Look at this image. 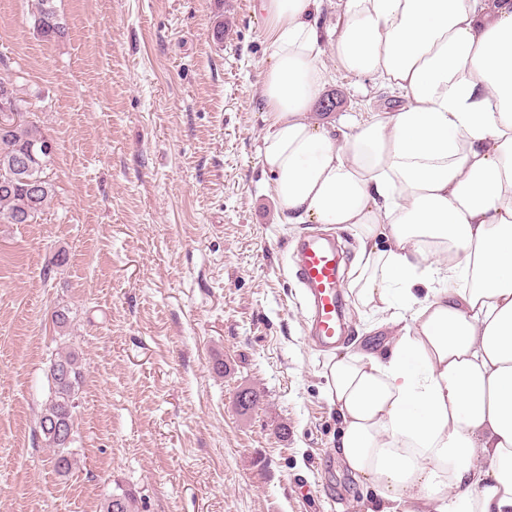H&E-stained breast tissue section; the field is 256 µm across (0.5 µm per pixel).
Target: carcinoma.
I'll list each match as a JSON object with an SVG mask.
<instances>
[{
    "mask_svg": "<svg viewBox=\"0 0 512 512\" xmlns=\"http://www.w3.org/2000/svg\"><path fill=\"white\" fill-rule=\"evenodd\" d=\"M37 29L49 39L60 32V20L53 0H40ZM53 148L50 139L32 120L7 129L0 128V218L7 224H32L44 211L53 184L48 170ZM23 157L31 158L29 171L18 170ZM38 188L31 189V183ZM51 392L38 419L45 447L51 449L49 463L60 476L70 473L74 464L77 394L82 379V362L75 351L59 353L50 360L47 372ZM100 512H137V498L129 490L112 493L104 499Z\"/></svg>",
    "mask_w": 512,
    "mask_h": 512,
    "instance_id": "obj_1",
    "label": "carcinoma"
}]
</instances>
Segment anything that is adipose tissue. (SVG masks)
Listing matches in <instances>:
<instances>
[{
  "mask_svg": "<svg viewBox=\"0 0 512 512\" xmlns=\"http://www.w3.org/2000/svg\"><path fill=\"white\" fill-rule=\"evenodd\" d=\"M325 0H258L260 158L282 223L348 230V287L398 333L332 354L336 452L366 512H512V0H337L336 66L402 101L312 106Z\"/></svg>",
  "mask_w": 512,
  "mask_h": 512,
  "instance_id": "ef3b65f1",
  "label": "adipose tissue"
}]
</instances>
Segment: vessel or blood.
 <instances>
[{
	"label": "vessel or blood",
	"mask_w": 512,
	"mask_h": 512,
	"mask_svg": "<svg viewBox=\"0 0 512 512\" xmlns=\"http://www.w3.org/2000/svg\"><path fill=\"white\" fill-rule=\"evenodd\" d=\"M296 277L311 299L309 335L312 341L330 347L345 335L338 290L341 286L340 256L324 238L304 242L294 261Z\"/></svg>",
	"instance_id": "b4317fda"
}]
</instances>
